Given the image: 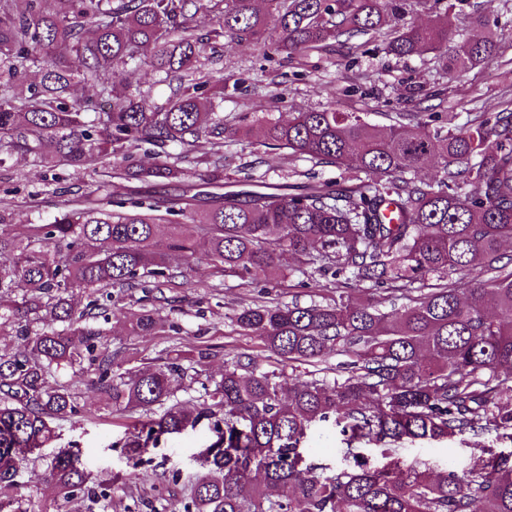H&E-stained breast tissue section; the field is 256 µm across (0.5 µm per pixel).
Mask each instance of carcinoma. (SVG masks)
<instances>
[{
	"instance_id": "carcinoma-1",
	"label": "carcinoma",
	"mask_w": 512,
	"mask_h": 512,
	"mask_svg": "<svg viewBox=\"0 0 512 512\" xmlns=\"http://www.w3.org/2000/svg\"><path fill=\"white\" fill-rule=\"evenodd\" d=\"M222 3L202 33L194 13ZM435 12L427 26L405 21L408 0H0V154L39 155L46 143L79 173L95 157L105 161L97 187L51 224L12 225L0 235V310L17 321L23 344L0 348V501L19 487L21 462L53 438L52 423L84 414L76 384L53 386L59 366L88 361L92 385L112 405L144 419L125 441L127 458L157 447L162 437L211 423L216 440L188 478L180 512H512V458L479 455L459 474L403 467L395 445L440 440L488 429L512 441V266L501 249L512 242V108L478 112L467 128L432 125V114L399 112L380 127L366 115L334 109L302 111L286 124L269 121L272 145L316 164L356 163L364 175L351 188L244 183L218 177L196 185L181 179L200 141L201 161L224 167V118L199 94L196 62L212 41L231 47L271 40L286 55H307L345 38L360 49L382 38L405 58L423 52L442 60L448 76L496 57L482 13L472 23L481 39L455 40L453 4L424 0ZM70 46L79 65L52 54ZM152 47L151 66L176 87L161 107L114 90L122 70ZM34 69L30 99L17 83ZM98 89L106 107L90 112L83 92ZM157 148L155 162L132 170L112 161L117 150ZM176 145V158L167 147ZM440 162L434 182L418 177L429 158ZM175 180L165 195L144 189ZM181 215L194 224H173ZM167 236L156 239L157 227ZM294 271L344 277L351 290L401 293L409 303L382 310L340 295L332 303L268 302L247 306L237 327L257 337L291 369L317 367L345 355L329 380L258 372L237 357L218 381L178 364L136 372L114 370L112 351L92 325L101 300L137 288H174L185 266L202 260L224 276L259 273L283 278V254ZM26 287L19 300L18 284ZM142 334L174 325L144 310L132 318ZM202 403L177 397L195 383ZM334 418L348 464L331 470L306 462L307 430ZM382 448L373 466L356 443ZM49 483L58 494L105 507L109 494L93 480L79 451L54 454Z\"/></svg>"
}]
</instances>
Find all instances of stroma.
Listing matches in <instances>:
<instances>
[{"label": "stroma", "mask_w": 512, "mask_h": 512, "mask_svg": "<svg viewBox=\"0 0 512 512\" xmlns=\"http://www.w3.org/2000/svg\"><path fill=\"white\" fill-rule=\"evenodd\" d=\"M479 3L483 13L506 23L505 30L496 35L497 57L451 78L431 53L399 59L378 47L356 55L348 44L336 41L309 55L292 57L271 47L261 51L248 43L207 48L200 59V70L210 81L205 92L213 94L214 84L223 83L224 99L217 109L231 131L224 140V179L350 184L351 171L267 147L263 137L266 119L285 121L302 109L362 112L378 125L389 124L396 112H435L440 124L453 130L466 126L472 111H500L503 101L512 96V0ZM115 89L140 93L156 106L165 105L173 95L172 84L147 63L126 68ZM96 181L93 169L76 175L60 166L50 172L34 159L16 154L0 167V198L11 200L15 223L32 218L47 224ZM301 280L295 273L285 279L259 274L242 281L221 276L201 262L187 271L184 287L137 289L122 296L112 309L105 339L124 372L167 362L186 365L206 348L211 356L205 373L214 378L223 373L225 361L239 353L248 354L258 370L281 371L284 363L271 356L257 338L237 330L235 316L256 301L285 304L296 295L305 302L336 300L333 279L321 280L316 288L302 286ZM144 308L170 318L179 333L144 336L133 331L131 315ZM91 379L87 373L78 383L85 416L78 422H57L51 447L31 455L23 465L16 496L31 502L36 512H87L85 500L56 495L49 486L48 467L55 449H79L94 478L114 479L105 512H146L140 500L151 495L153 485L176 470L185 477L193 474L195 456L215 439L204 421L196 429L169 436L144 455L138 467H130L122 445L138 414L116 410L111 398L96 390ZM480 447L506 453L512 451V441L491 429L476 438L404 441L397 455L407 464L460 472L470 468ZM344 448L343 437L331 421L314 426L303 444L308 461L331 468L345 466Z\"/></svg>", "instance_id": "stroma-1"}]
</instances>
